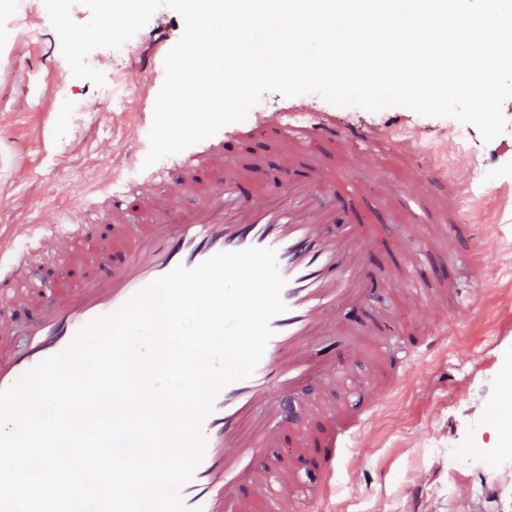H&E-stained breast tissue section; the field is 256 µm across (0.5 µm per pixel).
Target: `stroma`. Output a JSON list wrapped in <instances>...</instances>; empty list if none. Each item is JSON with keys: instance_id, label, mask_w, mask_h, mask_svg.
Instances as JSON below:
<instances>
[{"instance_id": "1", "label": "stroma", "mask_w": 512, "mask_h": 512, "mask_svg": "<svg viewBox=\"0 0 512 512\" xmlns=\"http://www.w3.org/2000/svg\"><path fill=\"white\" fill-rule=\"evenodd\" d=\"M27 16L15 27L19 59L10 84L0 85V137L14 139L30 161L20 181L0 184V225L31 219L53 223L62 208L78 209L83 193L95 188L112 168V155L122 152L124 134L137 113L145 111L135 88L105 103L99 88L73 77L61 53L55 31L43 13L42 0H28ZM70 84L82 102L78 112L65 111L56 89ZM44 90V104L53 116L55 157L45 160L44 142L36 127L30 95ZM308 111L336 112L344 121L376 125L400 119L403 126L428 133L447 119L424 117L403 107L376 112L358 107H334L321 96H298ZM290 144L272 136L244 140L234 125L224 128V157L244 167L242 191L254 181L274 183L277 161ZM475 160L478 170L491 169L497 179L489 205L512 195V152L474 136L468 146H454L442 155L444 163ZM395 179L407 170L396 148L388 147L370 163L337 158L336 173H353L368 182L378 169ZM448 345L432 363L421 368L387 412L372 428L354 461L356 477H343L324 512H512V484L491 481L489 468L478 465L449 469L448 448L498 447L500 434L489 424L499 391L512 379V314L507 302L485 303L479 313L460 306L449 310Z\"/></svg>"}]
</instances>
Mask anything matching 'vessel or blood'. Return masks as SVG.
Returning <instances> with one entry per match:
<instances>
[{"mask_svg":"<svg viewBox=\"0 0 512 512\" xmlns=\"http://www.w3.org/2000/svg\"><path fill=\"white\" fill-rule=\"evenodd\" d=\"M168 50L162 31L130 48L126 77L143 97L155 98V79L165 74ZM151 125L143 114L129 128L130 147L113 159L108 192L89 197L80 210L84 223L108 225L106 240L75 250L79 226L67 210L52 224L0 226V305L25 297L14 277L28 248L90 268L74 284L44 289L20 340L6 336L11 320L0 321V390L62 350L87 322L114 311L177 265L193 267L215 253L250 246L274 249L287 280L282 298L288 310L273 320L275 334L254 374L218 395L203 425L204 458L182 497L196 512H252L261 501L269 502L272 512H294L300 499L319 503L333 493L337 472L348 468L351 449L376 418L366 388L390 395L448 338V305L457 289L426 280L425 262L466 256L467 306L476 308L487 298L489 252L467 245L456 216L467 206L474 223L497 225L501 219L486 197L474 193L471 161H462L452 173L433 158V151L453 143L449 129L428 137L410 130L398 135L388 126H346L335 113L304 112L292 104L261 110L248 135L277 131L297 147L280 157L278 190L257 185L243 194L220 135L183 151L177 164L159 161L151 181H141L136 170L149 150ZM315 141L344 146L354 157L393 143L406 159L407 179L398 183L374 173L364 201L368 212L396 206L408 212L411 223L434 228L429 237L410 235L400 254L407 272L400 306L377 308L381 275L370 266L368 251L381 241L368 234L358 216L343 215L356 185L335 187L329 163L307 151ZM419 303L430 308L422 330L405 325L400 314ZM366 338L380 340L389 375L369 374L362 385H346L345 373L361 359ZM308 387L313 394L307 398ZM284 450L318 457L322 484L307 485L300 470L282 462Z\"/></svg>","mask_w":512,"mask_h":512,"instance_id":"vessel-or-blood-1","label":"vessel or blood"}]
</instances>
